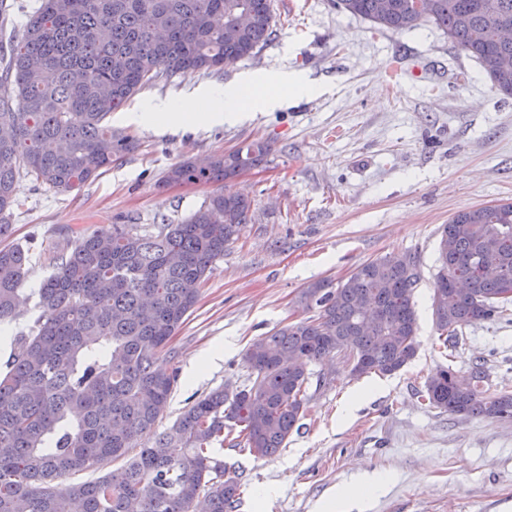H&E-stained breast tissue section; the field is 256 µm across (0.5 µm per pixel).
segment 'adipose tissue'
Listing matches in <instances>:
<instances>
[{"label": "adipose tissue", "mask_w": 512, "mask_h": 512, "mask_svg": "<svg viewBox=\"0 0 512 512\" xmlns=\"http://www.w3.org/2000/svg\"><path fill=\"white\" fill-rule=\"evenodd\" d=\"M284 87L296 97H307L314 92L311 85L284 73L248 76L233 89L214 86L203 92L183 93L172 100H145L137 111L128 113L127 120L152 127L233 123L244 113L262 112L275 106L280 100L278 92Z\"/></svg>", "instance_id": "obj_1"}]
</instances>
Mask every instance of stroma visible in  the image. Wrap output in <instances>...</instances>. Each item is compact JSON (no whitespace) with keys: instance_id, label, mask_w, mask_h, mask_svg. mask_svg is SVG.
Segmentation results:
<instances>
[{"instance_id":"1","label":"stroma","mask_w":512,"mask_h":512,"mask_svg":"<svg viewBox=\"0 0 512 512\" xmlns=\"http://www.w3.org/2000/svg\"><path fill=\"white\" fill-rule=\"evenodd\" d=\"M273 2L275 32L256 56L225 71L168 76L112 113L109 123L136 147L95 180L63 192L19 178L11 241L29 248L30 281L41 283L53 271L47 244L67 229L149 231L180 221L216 186L160 187L172 165L266 144L264 163L229 184L253 210L170 343L178 380L157 431L195 398L249 385L245 349L304 318L297 300L307 284L407 253L422 275L414 359L384 376H353L340 356L314 364L305 411L284 448L257 459L216 447L241 476L235 512H325L339 488L361 483L368 493L346 512H512V423L427 410L415 395L437 369L464 375L478 358L494 389L512 391V323L469 326L448 356L435 345L431 308L442 224L465 208L512 201V98L432 24L391 33L344 12L338 0ZM269 72L305 79L316 93L285 96L276 109L234 124L156 128L125 119L146 99L233 88ZM219 345L221 359L192 378L191 359Z\"/></svg>"}]
</instances>
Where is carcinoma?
Instances as JSON below:
<instances>
[{
    "mask_svg": "<svg viewBox=\"0 0 512 512\" xmlns=\"http://www.w3.org/2000/svg\"><path fill=\"white\" fill-rule=\"evenodd\" d=\"M339 0L344 11L382 31L431 22L475 58L492 88L512 97V0ZM275 26L272 0H41L0 55V239L12 233L15 183L27 175L61 191L81 188L134 148L106 118L164 74L210 72L255 56ZM264 144L211 157L196 170L174 164L162 184L219 183L204 205L157 232L114 224L70 236L54 271L34 291L39 317L0 371V512H233L240 478L211 445L238 432L233 447L275 454L304 413L310 366L346 357L357 376L392 374L417 352L415 258L389 254L337 282L300 292L311 316L256 338L243 355L254 375L241 389L195 400L154 433L176 380L168 345L193 311L201 284L248 223L252 200L226 188L259 166ZM31 275L28 250L0 248V321L16 315ZM512 202L453 214L439 232L433 320L441 346L466 327L512 315ZM487 361L466 382L448 367L418 397L461 418L512 422V393L486 388ZM116 470L91 481H59L107 461Z\"/></svg>",
    "mask_w": 512,
    "mask_h": 512,
    "instance_id": "1",
    "label": "carcinoma"
}]
</instances>
